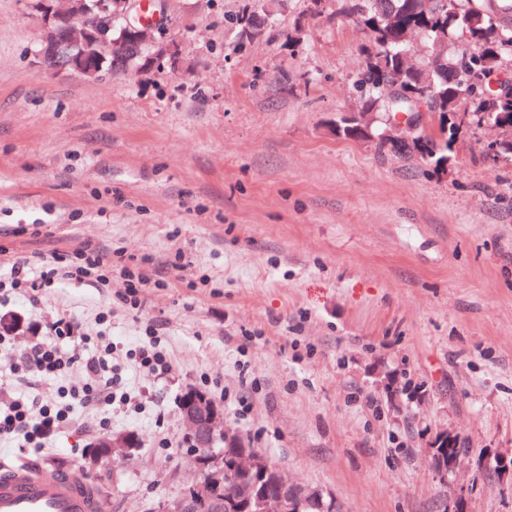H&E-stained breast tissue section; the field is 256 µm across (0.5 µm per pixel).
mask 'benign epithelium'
<instances>
[{"mask_svg": "<svg viewBox=\"0 0 512 512\" xmlns=\"http://www.w3.org/2000/svg\"><path fill=\"white\" fill-rule=\"evenodd\" d=\"M57 0H39L43 36L37 58L45 68L59 67L58 58L71 53L70 67L87 79L102 76L103 64L110 57L123 61L125 70L147 71L163 60L178 55L166 38L158 37L159 27L145 26L135 18L137 0H67L59 8ZM425 107L412 113L409 122L392 127L395 141H409L418 129ZM180 414L186 428L185 439L197 452L193 459L199 479L192 485V496L163 506V512H303L308 502H320L328 512H343L332 495L318 488L302 487L278 472V490L269 496L256 490V480L271 471L265 455L246 446L236 433L223 427L221 410L205 393L187 389L182 394ZM236 449L232 459L215 451L217 443ZM93 460H110L137 447L133 435H106L95 444ZM433 465L442 476L456 472L467 456L458 438L439 430L427 443ZM483 461L494 463L500 477L512 475V456L487 450Z\"/></svg>", "mask_w": 512, "mask_h": 512, "instance_id": "1", "label": "benign epithelium"}]
</instances>
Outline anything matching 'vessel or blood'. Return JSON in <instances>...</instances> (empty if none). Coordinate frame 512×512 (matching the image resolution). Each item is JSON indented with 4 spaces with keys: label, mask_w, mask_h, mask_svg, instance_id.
Masks as SVG:
<instances>
[{
    "label": "vessel or blood",
    "mask_w": 512,
    "mask_h": 512,
    "mask_svg": "<svg viewBox=\"0 0 512 512\" xmlns=\"http://www.w3.org/2000/svg\"><path fill=\"white\" fill-rule=\"evenodd\" d=\"M102 500L77 473L47 477L35 469H0V512H101Z\"/></svg>",
    "instance_id": "b4317fda"
}]
</instances>
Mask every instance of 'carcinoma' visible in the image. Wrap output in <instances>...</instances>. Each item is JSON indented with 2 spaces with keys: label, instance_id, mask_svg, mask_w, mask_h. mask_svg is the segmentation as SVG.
I'll return each instance as SVG.
<instances>
[{
  "label": "carcinoma",
  "instance_id": "cac0c4a2",
  "mask_svg": "<svg viewBox=\"0 0 512 512\" xmlns=\"http://www.w3.org/2000/svg\"><path fill=\"white\" fill-rule=\"evenodd\" d=\"M232 18L241 49L273 26L265 8L278 10L287 0H253ZM355 18L366 34L363 65L352 85L359 98V116L343 118L336 134L367 138L380 150L410 157L436 173L452 167L463 133L481 128L480 115H504L511 127L502 130L499 151L480 145L494 164H512V94L490 88L486 77L512 63V0H309V11L323 9ZM425 94L432 111L427 125L409 143L397 144L390 123L409 113L413 102L391 99L394 78Z\"/></svg>",
  "mask_w": 512,
  "mask_h": 512
}]
</instances>
